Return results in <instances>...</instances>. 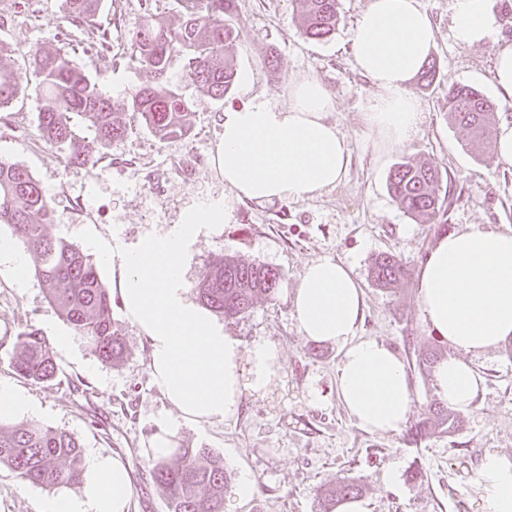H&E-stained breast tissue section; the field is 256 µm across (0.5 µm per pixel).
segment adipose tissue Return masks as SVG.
Here are the masks:
<instances>
[{
    "label": "adipose tissue",
    "instance_id": "1",
    "mask_svg": "<svg viewBox=\"0 0 512 512\" xmlns=\"http://www.w3.org/2000/svg\"><path fill=\"white\" fill-rule=\"evenodd\" d=\"M500 27L491 0H453L456 46L490 45L495 83L512 97V43H498ZM434 41L421 0H369L353 48L357 67L376 89L363 114L373 146L398 149L416 135L420 108L412 82ZM333 109V96L312 75L291 82L284 103L254 96L225 109L215 155L225 189L236 199L267 203L311 199L335 188L350 149L328 119ZM230 220L224 199H203L166 233L99 253L103 263H119L125 315L147 338L150 375L178 420L233 419L244 391L261 389L280 367L274 345L258 342L242 354L224 326L188 299L184 269L191 246ZM416 288L424 321L454 350L435 369L438 393L455 411L470 413L483 388L472 356L512 338V229L469 225L441 234L419 268ZM291 306L303 336L341 348L338 395L355 424L371 433L399 431L412 409L408 372L387 344L358 336L364 299L351 268L313 261ZM82 468L81 491L47 498L42 512H130L131 477L118 455L89 450ZM477 480L484 490L480 512H512L511 456L486 454Z\"/></svg>",
    "mask_w": 512,
    "mask_h": 512
}]
</instances>
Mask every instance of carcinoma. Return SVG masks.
I'll return each instance as SVG.
<instances>
[{
  "label": "carcinoma",
  "mask_w": 512,
  "mask_h": 512,
  "mask_svg": "<svg viewBox=\"0 0 512 512\" xmlns=\"http://www.w3.org/2000/svg\"><path fill=\"white\" fill-rule=\"evenodd\" d=\"M302 34L326 40L339 24L337 0H296ZM100 0H62L64 21L97 35L93 45L112 48L111 33L97 25ZM188 18L177 28L150 15L132 37L133 61L148 71L152 81L127 99H113L79 70L60 48L28 53L29 66L42 77L48 102L37 115L42 140L63 153L67 162L83 166L90 161L78 119L92 122L94 140L107 147L121 140L125 126L120 112L138 114L160 139L182 138L191 130L190 102L169 84L168 70L174 53L183 54L188 77L212 98L222 101L235 86L239 73L234 58L224 47L240 39L234 24L236 0H186ZM21 89V76L11 54L0 46V108L10 104ZM495 104L470 84L448 89V117L478 141L490 142L493 127L489 115ZM442 172L429 165L401 163L388 176V190L411 219L432 223L444 210ZM54 209L39 182L21 163L0 159V225L7 224L32 260V272L43 283L50 301L58 308L74 335L84 339L104 362L112 363L125 352L113 329L112 295L97 269L80 247L49 236ZM407 273L403 262L391 254L378 255L371 268L373 282L390 288ZM280 273L268 266L219 257L197 285L199 298L224 319L245 317L259 299L275 296ZM13 371L39 382H51L59 373L53 348L39 330L20 332L10 359ZM461 414L430 404L428 415L412 423L407 435L424 440L431 430L455 432ZM177 463L152 460L154 484L167 499L169 512H223L224 491L231 474L224 457L208 448H177ZM82 445L71 432L36 422L12 425L0 420V464L10 467L25 484L61 487L80 482ZM362 492V486L339 479L330 501Z\"/></svg>",
  "instance_id": "1"
}]
</instances>
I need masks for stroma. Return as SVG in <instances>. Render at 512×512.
Returning a JSON list of instances; mask_svg holds the SVG:
<instances>
[{
  "label": "stroma",
  "mask_w": 512,
  "mask_h": 512,
  "mask_svg": "<svg viewBox=\"0 0 512 512\" xmlns=\"http://www.w3.org/2000/svg\"><path fill=\"white\" fill-rule=\"evenodd\" d=\"M369 0H338L340 24L327 40L301 35L295 0H238L239 41L228 47L249 89L235 87L229 101L214 100L184 75L185 59L174 54L169 77L191 100V131L181 139H159L140 116L125 112L122 140L109 148L90 143L91 163L70 166L38 135L37 114L45 104L40 77L26 54L38 48H64L74 64L115 99L128 97L151 76L131 60V38L146 12L171 26L184 19L183 0H102L98 22L112 32V50L96 51L83 30L62 22V0H0V43L14 51L22 89L0 109V158L22 163L53 202L49 234L78 246L95 240L112 248L162 233L178 223L188 206L224 194L213 166L226 105L248 96L279 102L290 80L313 75L335 99L329 118L347 136L351 150L344 180L312 199L256 204L234 202L223 231L199 237L185 266L188 288L206 276L220 256L265 265L283 276V292L262 300L244 318L225 327L250 351L266 341L279 351L281 369L264 390L245 394L236 418L180 425L178 448H208L223 455L233 477L249 475L252 494L224 496V512H327L326 491L346 478L363 487L368 512H480L482 488L476 482L485 453L512 456V338L474 356L484 390L460 431L435 432L411 444L405 431L376 434L349 417L337 394L340 347L302 336L291 315L286 290L295 288L307 266L331 258L348 264L364 292L360 336L391 346L405 362L412 385V417L438 402L432 369L415 364L414 347H434L451 356L447 341L424 322L417 300L418 270L439 234L468 224L512 228V165L496 151L473 142L451 123L449 87H477L496 105L492 124L512 123V99L493 80L488 47L460 49L452 39L453 0H422L435 25L430 57L437 64L429 88L416 89L419 130L406 147L376 157L367 143L363 112L375 92L356 69L354 27ZM411 161L437 166L449 198L433 224L411 220L388 192L395 164ZM402 259L408 276L393 289L377 287L370 274L377 255ZM48 340L70 328L42 284L28 277L17 286L0 276V337L28 328ZM114 327L125 354L102 362L81 338L55 349L60 372L51 382L20 377L9 364L10 347L0 348V381L27 393L39 407L38 423L79 436L83 448L118 454L133 482L131 512H168L165 497L151 482L149 450L163 419L176 413L149 373V345L124 314L114 309ZM421 468L424 478L408 480ZM394 473L386 481V473ZM51 489L22 483L0 465V512H40Z\"/></svg>",
  "instance_id": "35a3bbf8"
}]
</instances>
